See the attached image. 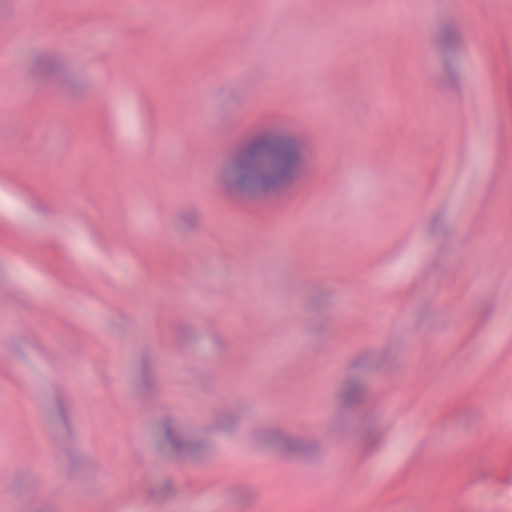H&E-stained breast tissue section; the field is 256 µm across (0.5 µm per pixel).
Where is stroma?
Masks as SVG:
<instances>
[{
	"label": "stroma",
	"instance_id": "35a3bbf8",
	"mask_svg": "<svg viewBox=\"0 0 512 512\" xmlns=\"http://www.w3.org/2000/svg\"><path fill=\"white\" fill-rule=\"evenodd\" d=\"M398 7L0 0V512H512V0ZM292 156L278 144H263L256 150V162L239 167L240 178L253 185L273 181L288 172Z\"/></svg>",
	"mask_w": 512,
	"mask_h": 512
}]
</instances>
